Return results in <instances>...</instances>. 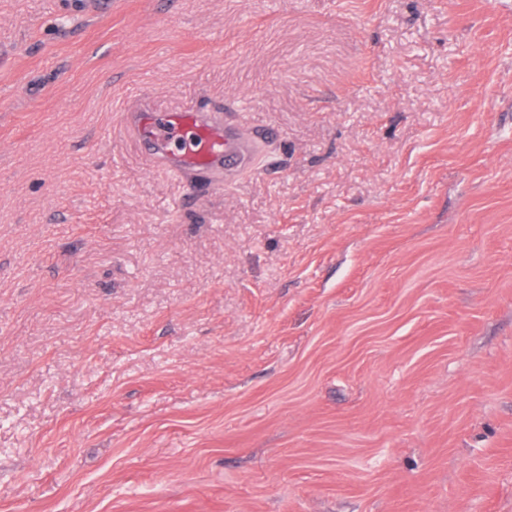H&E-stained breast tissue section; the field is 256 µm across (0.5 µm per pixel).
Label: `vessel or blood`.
Masks as SVG:
<instances>
[{
    "mask_svg": "<svg viewBox=\"0 0 512 512\" xmlns=\"http://www.w3.org/2000/svg\"><path fill=\"white\" fill-rule=\"evenodd\" d=\"M122 123L148 142L152 162L180 173H193L200 181L220 174L225 182H233L252 169L272 137L268 131L244 133L218 122L209 112L160 116L139 109L124 113Z\"/></svg>",
    "mask_w": 512,
    "mask_h": 512,
    "instance_id": "b4317fda",
    "label": "vessel or blood"
}]
</instances>
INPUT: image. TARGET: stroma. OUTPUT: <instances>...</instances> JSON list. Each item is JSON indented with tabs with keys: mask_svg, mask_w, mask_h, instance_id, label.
I'll return each instance as SVG.
<instances>
[{
	"mask_svg": "<svg viewBox=\"0 0 512 512\" xmlns=\"http://www.w3.org/2000/svg\"><path fill=\"white\" fill-rule=\"evenodd\" d=\"M0 512H512V0H0ZM123 126L149 143L152 162L168 169L191 172L198 181L224 174L230 183L252 169L257 158L273 137L272 131L245 134L218 122L210 112H172L162 117L155 112L139 109L124 112ZM178 139L177 152L169 150L171 141Z\"/></svg>",
	"mask_w": 512,
	"mask_h": 512,
	"instance_id": "stroma-1",
	"label": "stroma"
}]
</instances>
